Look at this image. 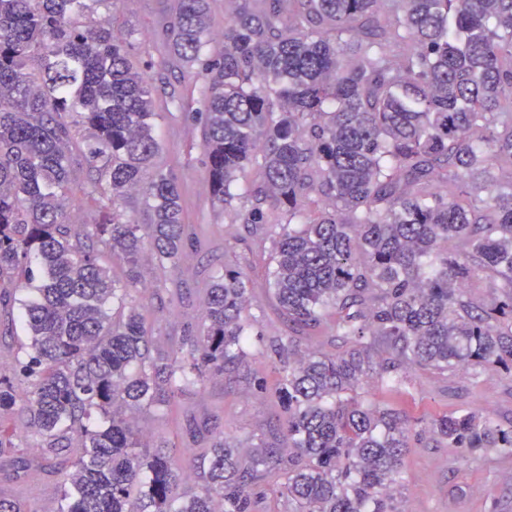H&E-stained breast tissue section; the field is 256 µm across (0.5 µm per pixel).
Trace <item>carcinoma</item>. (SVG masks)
<instances>
[{
    "instance_id": "carcinoma-1",
    "label": "carcinoma",
    "mask_w": 512,
    "mask_h": 512,
    "mask_svg": "<svg viewBox=\"0 0 512 512\" xmlns=\"http://www.w3.org/2000/svg\"><path fill=\"white\" fill-rule=\"evenodd\" d=\"M90 2L0 0V307L32 267L40 280L21 303L15 381L0 377V469L62 474L53 507L0 490V512H258L261 486L295 512H396L410 430L361 395L364 378L396 391L414 368L512 373V0H232L215 59L209 0H179L170 63L206 71L212 197L242 202L294 333L271 347L292 452L244 458L203 435L195 488L185 450L150 445L136 417L246 357L248 288L239 271L213 275L201 322L163 345L133 305L144 249L176 268L187 226L175 177L154 167L149 78L113 23L82 25ZM83 130L86 193L108 201L97 224L64 210ZM139 193L147 224L119 210ZM328 318L348 349L299 352ZM16 381L32 459L3 426ZM432 424L464 459L512 453V424L489 415Z\"/></svg>"
}]
</instances>
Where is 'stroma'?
I'll return each mask as SVG.
<instances>
[{
	"label": "stroma",
	"instance_id": "35a3bbf8",
	"mask_svg": "<svg viewBox=\"0 0 512 512\" xmlns=\"http://www.w3.org/2000/svg\"><path fill=\"white\" fill-rule=\"evenodd\" d=\"M176 7L177 0H97L88 13L95 21L118 18L120 35L129 43L136 64L152 78L161 139L157 163L177 180L190 231L173 275L176 291L165 292L164 272L154 260L144 258L141 281L156 294L136 305L154 330L198 322L202 281L231 266L243 273L251 290L249 312L256 330L268 339H285L288 324L263 288L268 253L247 251L248 226L236 220L234 206L218 205L211 196L203 135L206 105L201 96L205 73L198 65L179 69L163 63L167 47L160 20ZM277 380L274 358L252 350L242 361L227 365L223 374L189 387L168 419L149 422L153 440L192 448L195 429L206 424L223 430L246 450L278 443L284 415L274 396ZM362 392L368 400L401 410L414 432L394 492L397 512H512V454L491 452L466 463L457 449L427 431L432 419L461 410L511 422V374L494 366L444 375L415 369L401 391H387L370 377ZM57 481V475L47 472H25L10 487L20 502L39 506L53 497Z\"/></svg>",
	"mask_w": 512,
	"mask_h": 512
}]
</instances>
